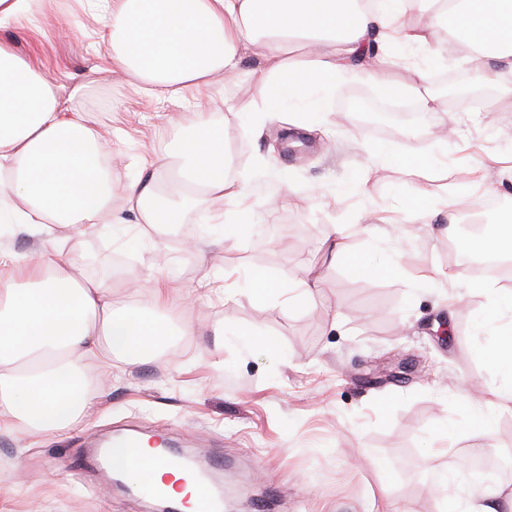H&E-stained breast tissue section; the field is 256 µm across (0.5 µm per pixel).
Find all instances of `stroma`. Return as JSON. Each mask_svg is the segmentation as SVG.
I'll return each instance as SVG.
<instances>
[{
  "label": "stroma",
  "mask_w": 512,
  "mask_h": 512,
  "mask_svg": "<svg viewBox=\"0 0 512 512\" xmlns=\"http://www.w3.org/2000/svg\"><path fill=\"white\" fill-rule=\"evenodd\" d=\"M100 18L89 0H38L29 19L0 27V40L53 76L61 100L111 139L120 191L166 152L173 130L164 115L189 106L145 95L97 65ZM414 61L488 82L489 91L444 112L394 110L377 81L341 82L322 112L303 114V142L290 149L286 124L258 116L249 76L217 82L209 97L227 173L249 178L246 232L225 234L189 210L165 236L145 224L113 225L108 252L99 234L42 241L47 251L64 243L78 273L111 285L123 303L151 305L149 288L132 286L134 274L169 276L195 300L181 312L184 333L140 363L116 359L107 372L86 361L98 391L80 425L58 437L0 435V512H154L145 497L112 486L92 455L121 432L166 439L195 458L223 483L224 512H377L386 501L395 512H459L473 486L434 478L461 473L478 445L507 459L508 471L487 481L512 492V407L495 396L512 372L485 355L498 310L481 276L448 251L450 223H462L478 196L497 200V221L512 218V98L490 80L497 65L475 53L450 46ZM80 83L84 95L71 98ZM356 94L378 119L345 110ZM378 148L392 160L374 159ZM276 195L279 208L264 214ZM447 200L453 215L419 222L417 210ZM390 216L400 225L387 224ZM262 217L271 233L253 232ZM334 225L347 235L336 259L324 247ZM188 236L206 241L203 253L186 248ZM309 267L325 272L310 293H253L252 276L286 287ZM227 273L239 281L235 291H200L205 278ZM482 414L493 422L484 440L474 426Z\"/></svg>",
  "instance_id": "1"
}]
</instances>
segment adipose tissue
<instances>
[{"label":"adipose tissue","instance_id":"1","mask_svg":"<svg viewBox=\"0 0 512 512\" xmlns=\"http://www.w3.org/2000/svg\"><path fill=\"white\" fill-rule=\"evenodd\" d=\"M447 23L465 45L494 48L512 72V0H110L97 57L146 91L182 99L239 71L259 47L252 76L262 111H286L293 99L317 112L324 90L372 77L386 93L442 112L420 69L389 80L388 55L367 50L377 35L441 53L434 30ZM107 159L89 114L64 110L55 80L0 41V217L37 240L58 226L93 235L119 223ZM226 165L222 128L198 110L166 156L164 169L177 170L181 184L166 183L163 169L145 172L125 186V202L138 223L174 230L176 205L248 198L247 177L228 178ZM151 292L146 313L122 305L99 281L76 280L63 250L0 244V431L61 435L89 416L87 358L108 364L117 354L135 364L172 336L174 291L157 278Z\"/></svg>","mask_w":512,"mask_h":512}]
</instances>
